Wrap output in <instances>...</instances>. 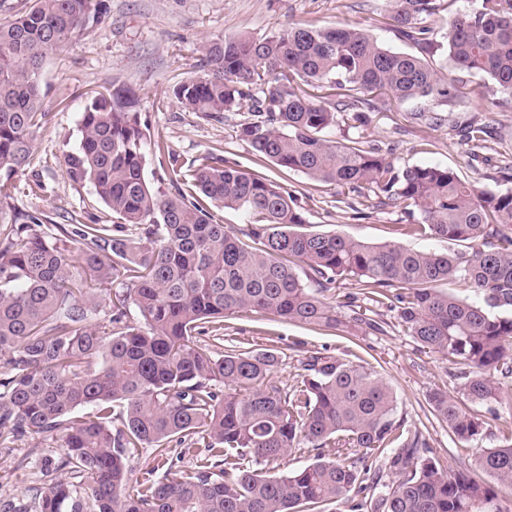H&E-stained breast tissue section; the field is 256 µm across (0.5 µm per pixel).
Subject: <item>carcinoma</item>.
I'll return each mask as SVG.
<instances>
[{
    "label": "carcinoma",
    "mask_w": 512,
    "mask_h": 512,
    "mask_svg": "<svg viewBox=\"0 0 512 512\" xmlns=\"http://www.w3.org/2000/svg\"><path fill=\"white\" fill-rule=\"evenodd\" d=\"M389 19L416 51L395 52L356 25H293L201 45L200 73L174 89L180 107L220 120L250 112L236 139L259 157L320 183L363 190L377 206L420 213L414 231L460 243L439 254L368 244L305 227L277 182L208 152L164 170L166 192L145 178L148 134L140 93L114 87L84 106L77 148L63 154L74 185H91L117 223L54 224L0 208V447L29 435L57 438L41 457L34 505L0 512H512V419L503 442L475 464H441L425 436L396 418L392 389L374 371L339 358L299 361L296 383L272 381L271 352L216 356L224 318L259 312L290 323L337 322L326 302L352 279L396 312L419 347L465 368L472 404L505 400L512 377V190H480L438 165L400 167L360 141L328 137L365 123L364 108L428 100L446 106L462 74L488 76L512 97V0H479L440 33L443 0H387ZM0 0V205L39 195L22 180L45 122L47 57L100 24L106 0H32L21 13ZM446 47L449 64L430 57ZM485 128L464 130L479 158ZM251 218L235 233L213 209ZM133 230L144 240L128 238ZM82 245L79 265L68 244ZM108 324L97 322L105 283ZM458 282L476 299L441 288ZM140 320L127 324V308ZM433 414L459 443L494 432L485 416L437 389ZM94 411L78 419L81 407ZM193 455L192 474L131 484L128 461L144 450L168 462L171 444ZM313 461L284 470L295 449ZM389 453L388 473L374 467ZM476 467L487 479L474 478ZM389 480H383V476Z\"/></svg>",
    "instance_id": "carcinoma-1"
}]
</instances>
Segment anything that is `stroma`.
<instances>
[{
	"label": "stroma",
	"mask_w": 512,
	"mask_h": 512,
	"mask_svg": "<svg viewBox=\"0 0 512 512\" xmlns=\"http://www.w3.org/2000/svg\"><path fill=\"white\" fill-rule=\"evenodd\" d=\"M108 17L80 33L63 50L51 54L42 68L41 88L46 123L35 138V162L27 179L40 180L45 190L38 196H18L12 208L38 211L52 223H69L71 216L112 223L111 212L91 185H72L62 167V154L74 149L81 137L80 120L88 93L104 86L129 87L141 94L139 110L151 142L163 143L179 162L189 164L207 152L220 149L229 162L277 181L292 193L302 208L310 230L337 232L354 239L382 244L397 242L418 251L445 254L453 250L448 240L431 235L402 233L416 223L418 214L377 206L375 199L335 186L317 183L306 175L281 170L260 159L235 137L244 115L225 113L222 120L182 111L172 91L198 72L199 48L216 36L241 33L257 36L288 24L358 25L380 44L394 50H411L385 17V0H108ZM368 122L358 129L331 130L340 142L363 138L397 165L438 164L453 168L465 181L481 190L511 186L503 177L512 164V98L497 93L486 77H468L463 96L447 106L411 101L387 108L375 101ZM486 126L488 136L480 162L467 161L457 129L466 124ZM337 325L307 326L273 316L249 312L226 318L220 352L230 350L276 351L280 365L275 380L287 387L297 380L301 359L314 353L338 357L369 367L389 384L397 396V416L410 430H420L436 456L448 469L460 458L476 457L493 439L460 447L446 423L429 411L428 395L434 389L462 397L465 380L445 359L420 351L414 339L398 326L395 315L382 311L383 332L371 333L354 326L352 312L336 307ZM58 440L29 436L14 444L11 454H0V500L28 499L42 480L37 467L48 453H59Z\"/></svg>",
	"instance_id": "35a3bbf8"
}]
</instances>
